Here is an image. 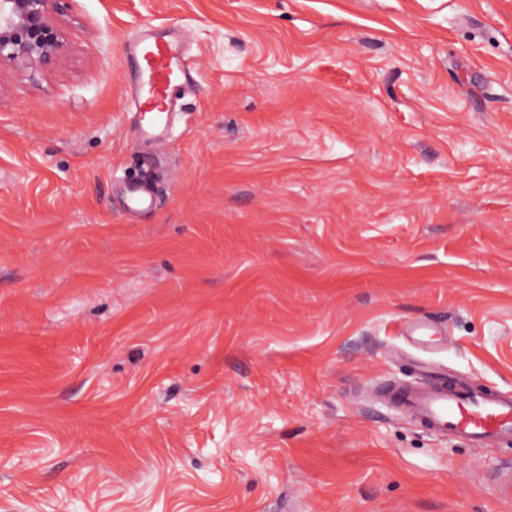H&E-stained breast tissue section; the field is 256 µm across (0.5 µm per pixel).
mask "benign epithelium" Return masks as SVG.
<instances>
[{
  "label": "benign epithelium",
  "mask_w": 512,
  "mask_h": 512,
  "mask_svg": "<svg viewBox=\"0 0 512 512\" xmlns=\"http://www.w3.org/2000/svg\"><path fill=\"white\" fill-rule=\"evenodd\" d=\"M49 0H0V65L35 74L63 47L61 29L48 14Z\"/></svg>",
  "instance_id": "1"
}]
</instances>
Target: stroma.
<instances>
[{"mask_svg": "<svg viewBox=\"0 0 512 512\" xmlns=\"http://www.w3.org/2000/svg\"><path fill=\"white\" fill-rule=\"evenodd\" d=\"M49 12L56 64L0 68V512H512V442L379 395L512 391V0ZM143 25L198 70L150 146Z\"/></svg>", "mask_w": 512, "mask_h": 512, "instance_id": "obj_1", "label": "stroma"}]
</instances>
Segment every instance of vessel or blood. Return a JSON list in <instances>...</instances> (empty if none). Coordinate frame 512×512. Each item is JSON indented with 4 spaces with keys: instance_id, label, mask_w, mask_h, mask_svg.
<instances>
[{
    "instance_id": "b4317fda",
    "label": "vessel or blood",
    "mask_w": 512,
    "mask_h": 512,
    "mask_svg": "<svg viewBox=\"0 0 512 512\" xmlns=\"http://www.w3.org/2000/svg\"><path fill=\"white\" fill-rule=\"evenodd\" d=\"M184 39L158 37L143 28L129 35L124 52L138 63L134 73V104L147 106L154 117L140 127L144 140L164 134L175 109L172 92L191 87L195 66L185 54ZM389 396L427 429L450 433L472 445L512 442V393L467 386H399Z\"/></svg>"
}]
</instances>
